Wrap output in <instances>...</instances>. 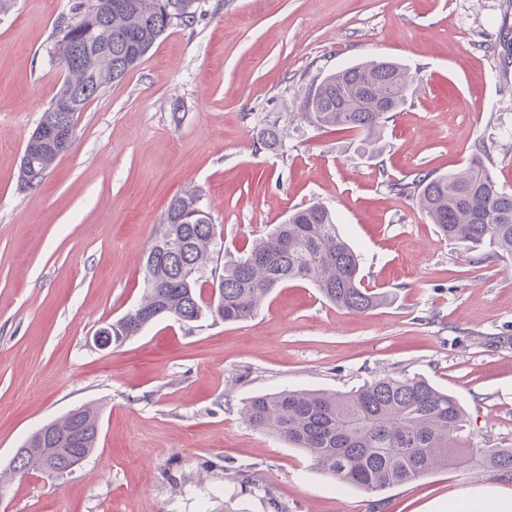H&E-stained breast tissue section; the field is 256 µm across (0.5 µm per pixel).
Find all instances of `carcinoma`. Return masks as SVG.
<instances>
[{"label": "carcinoma", "mask_w": 512, "mask_h": 512, "mask_svg": "<svg viewBox=\"0 0 512 512\" xmlns=\"http://www.w3.org/2000/svg\"><path fill=\"white\" fill-rule=\"evenodd\" d=\"M196 0H112L92 34L70 30L71 45L85 50V63L72 75L73 112H44L40 124L64 123L75 130V113L106 87L99 78L112 70V81L136 67L177 20L191 26ZM413 82L409 69L376 58L331 72L310 89L301 118L313 126L356 132L364 144L381 139L391 113L402 110ZM259 138L267 149L282 146L276 124L263 127ZM34 177L20 170L25 188L37 187L53 157ZM412 196L443 236L473 252L490 248L497 257L512 258V193L499 186L480 156L462 169L439 176L418 174L409 182L390 184ZM216 227L195 191L175 195L168 203L145 262L141 300L112 322V342L133 336L155 314L183 323L207 311L226 323L245 321L259 310L271 291L291 282H306L338 308L364 313L386 303V292L363 285L360 256L343 237L336 217L312 202L295 210L243 256L213 262ZM217 289L203 297L207 280ZM253 428L274 434L306 451L315 465L337 481L378 494L440 469L491 470L512 476V448H469L463 444L464 408L452 394L420 376L383 377L347 393L282 390L252 397L242 408ZM54 435L37 431L15 454L10 467L33 471L47 458L33 452L51 448L66 466L80 465L96 449L100 426L96 409L81 406L50 422Z\"/></svg>", "instance_id": "cac0c4a2"}]
</instances>
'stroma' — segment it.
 <instances>
[{
  "label": "stroma",
  "instance_id": "35a3bbf8",
  "mask_svg": "<svg viewBox=\"0 0 512 512\" xmlns=\"http://www.w3.org/2000/svg\"><path fill=\"white\" fill-rule=\"evenodd\" d=\"M73 0L0 13V478L7 512H512V479L441 469L374 496L248 426L249 398L346 392L419 375L460 399L473 448H512V260L465 252L388 189L484 157L512 192V0H198L123 79L78 113L75 142L23 188L25 142L66 73L54 33ZM414 76L380 154L294 116L331 71L370 58ZM277 123L281 148H264ZM196 191L219 261L318 201L390 302L337 308L275 289L247 321L162 318L106 349L136 305L170 199ZM97 408L96 450L61 479L14 474L36 429Z\"/></svg>",
  "mask_w": 512,
  "mask_h": 512
}]
</instances>
